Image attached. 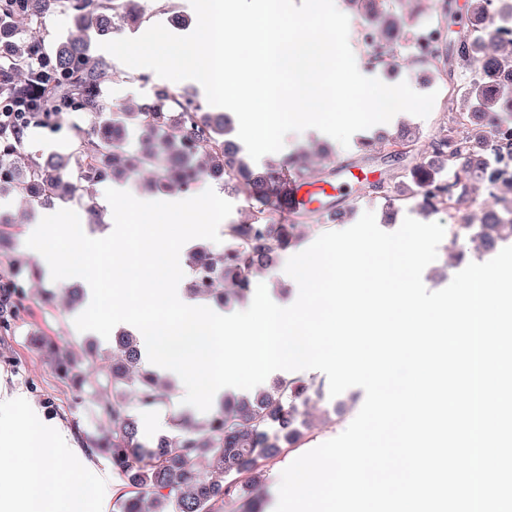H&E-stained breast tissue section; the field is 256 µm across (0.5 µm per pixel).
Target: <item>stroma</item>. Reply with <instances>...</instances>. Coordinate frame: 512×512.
Returning <instances> with one entry per match:
<instances>
[{
  "mask_svg": "<svg viewBox=\"0 0 512 512\" xmlns=\"http://www.w3.org/2000/svg\"><path fill=\"white\" fill-rule=\"evenodd\" d=\"M143 19L136 28L123 29L126 37H137L156 23L170 25L178 21L179 34L186 35L196 26V18L190 0H141ZM349 44L357 58L362 62L367 76L376 77L388 84L407 82L419 93L437 92L439 99H446L449 93L457 91L471 79L470 73L454 71L448 76L431 74L428 67L416 59L413 51L401 52L398 70L387 69L383 63L372 62L370 51L365 45L362 33L366 23L356 13H349ZM160 77H148L146 69L121 67L120 76L106 83L101 96L112 106L121 110H133L147 99L154 86L160 85ZM90 128V118L78 114L75 129H64L53 133L39 128L29 129L23 146L14 157L13 164L21 168L28 159L38 153L47 154L64 149L66 144L85 136ZM381 132L374 126L355 133L348 147H337L333 157L327 158L313 152L309 157V170L318 177H326L328 171H335L337 178L350 179L351 175L368 176L371 182L388 179L394 169L393 162L373 150L361 151V141L376 138ZM67 179L75 183L76 191L66 199H55L45 204V211L60 208L87 212L89 206L99 205L105 183L81 181L77 166H69ZM338 210L345 212L346 223L358 221L363 212H374L377 224L384 231L392 226L386 221V207L371 190L361 194H342L332 196ZM34 209L17 198L0 201V217L10 224L11 239L0 247V283L15 280L21 283L24 310L13 331L0 332V389L20 395V409L40 417L52 429L61 428L67 433L69 444L78 448L79 454L67 457L63 466L78 471L85 485L94 487L96 493L88 498L84 512H115L113 504L123 486L118 472L112 467L111 458L103 449H90L88 441L98 444L105 441L112 429V420L104 411L109 396L92 395L90 387L99 370L104 369L103 361L96 366L83 365L82 384H75L57 377L53 369V357L42 345L44 337H51L58 346L67 348L75 360L85 356L88 342H96L101 354L112 351L111 341L96 338L94 333L81 332L75 327L74 320L84 310L83 305L70 304L63 293L64 282L55 281L51 273L44 268L39 256L27 248V230ZM54 293L53 305H45L47 293ZM346 409L337 416L330 427H314L295 446H283L272 459L263 461L265 472L263 484L252 490L251 495L261 505V512H272L271 506L278 500V487L283 470L289 462L312 450L321 443L341 434L358 414L365 400L363 389L352 387L339 396Z\"/></svg>",
  "mask_w": 512,
  "mask_h": 512,
  "instance_id": "stroma-1",
  "label": "stroma"
}]
</instances>
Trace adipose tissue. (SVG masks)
Returning a JSON list of instances; mask_svg holds the SVG:
<instances>
[{"label":"adipose tissue","mask_w":512,"mask_h":512,"mask_svg":"<svg viewBox=\"0 0 512 512\" xmlns=\"http://www.w3.org/2000/svg\"><path fill=\"white\" fill-rule=\"evenodd\" d=\"M16 405V397H0V414L11 419L0 431V450L21 460V468L11 475L24 486L25 494L20 502L0 504V512H73L82 478L60 468L61 458L73 455V448L65 435L49 432L37 416L17 415Z\"/></svg>","instance_id":"1"}]
</instances>
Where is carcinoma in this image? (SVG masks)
Here are the masks:
<instances>
[{"instance_id":"obj_1","label":"carcinoma","mask_w":512,"mask_h":512,"mask_svg":"<svg viewBox=\"0 0 512 512\" xmlns=\"http://www.w3.org/2000/svg\"><path fill=\"white\" fill-rule=\"evenodd\" d=\"M366 19L374 36L371 57L395 68L399 50L410 46L406 25L387 9V0H348ZM69 15L68 37L50 52L45 70L31 67L30 58L38 41L18 37L17 23L37 29L53 11ZM486 0H473L460 18L454 0H438L437 30L448 23L460 25L450 50L437 40L428 48H413L417 59L441 72H475L464 95L475 99L469 112L454 111L448 99L452 126L440 127L430 145V154L396 173L391 182L372 185V192L390 207L408 205L421 213L450 207L461 213L464 223L448 226L449 248L459 260L466 255L463 242L470 240L479 251L489 252L499 242L512 240V176L490 171V162L504 152L512 157V138L495 144L488 135L490 117L512 112V39L485 43L481 25ZM0 43L12 52L0 57V163L10 162L23 145L19 130L38 122L44 109L38 102L55 101L54 112L74 107L91 117L87 137L70 146L67 153L34 157L23 170L0 177V197L25 198L40 204L48 198L65 196L63 174L73 161L88 158L80 167L88 182L109 176L134 179L144 169L155 173L150 188L187 190L208 176L224 179V189L242 194L251 204L244 220L227 225L222 249L198 246L188 253L187 291L195 298L219 304L234 298L241 301L250 293L252 276L275 268L286 249L276 214L288 208V199L276 192L293 175V182L307 177L306 154L297 151L282 161L255 172L226 138L224 115L214 116L186 90L163 85L154 98L135 112L114 111L100 95L102 83L115 77L109 65L92 51L93 40L105 31L111 18L128 25L140 23L139 0H0ZM415 143L411 133L402 131L386 138L380 149L394 161L402 149ZM197 144L206 149L200 160L191 153ZM478 181L501 207L473 219L471 182ZM222 278L235 286L233 294L202 288V276ZM19 285L0 284V324L13 321L20 310ZM46 347L55 356L56 371L64 379L80 377L77 364L66 351L48 339ZM117 351L100 385L112 388V436L106 449L112 467L125 482L115 501L117 512H221L220 504L237 478L247 475L245 485L262 482L259 462L277 455L282 445L300 442L309 431L305 408L326 398L321 382L302 377L277 378L252 398L227 399L220 410L197 421L179 412L170 416L171 435L144 441L137 421L128 414L127 394H133L144 408L173 405L172 395L159 379L140 364L139 340L131 334L116 339Z\"/></svg>"}]
</instances>
